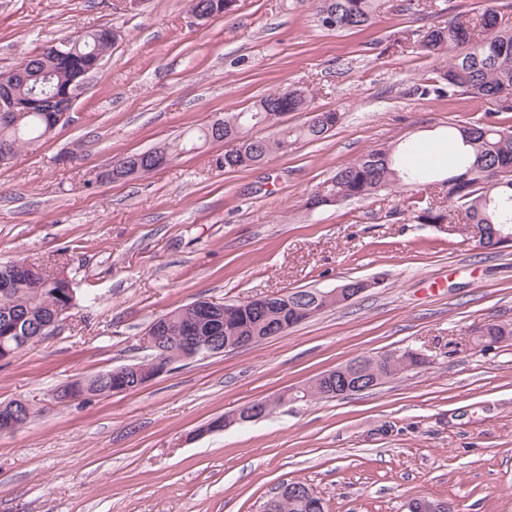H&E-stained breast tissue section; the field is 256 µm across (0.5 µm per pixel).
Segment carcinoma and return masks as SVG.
Instances as JSON below:
<instances>
[{"label": "carcinoma", "instance_id": "1", "mask_svg": "<svg viewBox=\"0 0 512 512\" xmlns=\"http://www.w3.org/2000/svg\"><path fill=\"white\" fill-rule=\"evenodd\" d=\"M237 0H190V11L202 10L206 17H221L233 10ZM379 0H319V21L328 29L351 30L372 24ZM105 28L90 29L66 39L63 57L34 54L14 69L0 72V102L29 98L36 93L41 105L35 112H6L0 115V145H11V157L28 149L31 143L48 138L55 128L51 117L55 107L48 102L51 89L37 83L47 71L55 74V83L67 84L112 48V42L100 38ZM419 46L429 57L445 61L439 69V81L454 94L463 92L482 100L491 115L512 112V23L491 0L479 14L468 19H451L447 24L425 31ZM307 89L282 87L263 95L245 111L247 127L243 131L224 128L217 136L209 127L197 129L185 139L154 149L170 160L182 153L224 142L223 167L236 171L259 165L276 154H286L297 142L326 138L336 126L339 115L311 108ZM288 112L306 113L298 126L282 124L269 137H257L250 131L259 125L274 124ZM448 137L458 146L457 171L441 178L429 166L413 161L411 143L383 145L368 150L352 163L340 168L305 200L304 207L338 205L351 199H363L399 185L409 191L436 184L447 188L445 202L416 206L413 218L420 224L448 222L451 208L461 211L466 220L485 225L487 240L496 233L512 229V126L494 121L457 124ZM30 262L18 260L0 264V352L13 355L25 347L22 336H35L40 325L58 309L73 302V288L67 277L52 272L33 278ZM195 307L184 305L166 313V331L178 336H206L214 322H224V308L206 299H196ZM293 309L280 307L268 315L257 309L239 312L238 327L247 335L258 326L288 324ZM475 344L486 350L504 337H512V326L488 323L472 331ZM268 512H311L309 505L293 498H277Z\"/></svg>", "mask_w": 512, "mask_h": 512}]
</instances>
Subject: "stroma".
Here are the masks:
<instances>
[{"instance_id": "obj_1", "label": "stroma", "mask_w": 512, "mask_h": 512, "mask_svg": "<svg viewBox=\"0 0 512 512\" xmlns=\"http://www.w3.org/2000/svg\"><path fill=\"white\" fill-rule=\"evenodd\" d=\"M482 7L381 0L372 25L341 31L319 23L318 0H238L206 22L187 0H0V72L79 31L119 34L69 121L0 165V263L62 270L78 297L54 335L0 361V403L36 410L0 433V512H261L290 481L325 512H402L415 498L512 512V341L483 351L471 336L512 324V248L415 223L411 202L431 189L304 207L372 147L486 121L481 101L432 93L439 64L419 49L428 28ZM288 85L338 112L327 138L249 169L224 170L213 144L148 175L100 177ZM349 279L373 286L282 336L139 390L50 401L67 380L144 359L149 323L197 298ZM406 348L430 366L198 432L353 357Z\"/></svg>"}]
</instances>
